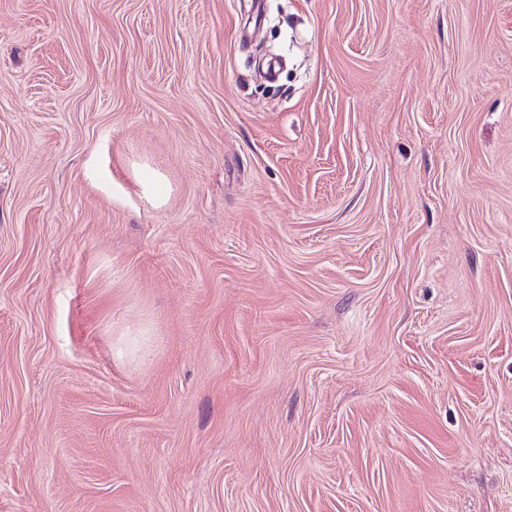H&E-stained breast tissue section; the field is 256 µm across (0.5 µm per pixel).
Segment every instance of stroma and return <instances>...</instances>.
Returning <instances> with one entry per match:
<instances>
[{
    "instance_id": "obj_1",
    "label": "stroma",
    "mask_w": 512,
    "mask_h": 512,
    "mask_svg": "<svg viewBox=\"0 0 512 512\" xmlns=\"http://www.w3.org/2000/svg\"><path fill=\"white\" fill-rule=\"evenodd\" d=\"M0 512H512V0H0Z\"/></svg>"
}]
</instances>
